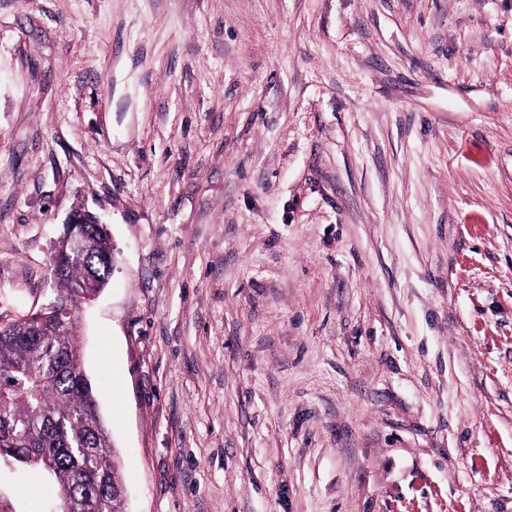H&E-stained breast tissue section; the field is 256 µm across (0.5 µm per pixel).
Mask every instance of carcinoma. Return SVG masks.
Masks as SVG:
<instances>
[{"label": "carcinoma", "mask_w": 512, "mask_h": 512, "mask_svg": "<svg viewBox=\"0 0 512 512\" xmlns=\"http://www.w3.org/2000/svg\"><path fill=\"white\" fill-rule=\"evenodd\" d=\"M82 259L65 241L54 256L53 302L67 309L0 322V463L22 469L52 493L59 512H118L121 477L108 431L82 369L77 335L82 304L92 299L90 274L105 276L101 258L112 256L109 234L91 226Z\"/></svg>", "instance_id": "obj_1"}]
</instances>
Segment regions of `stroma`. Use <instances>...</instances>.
<instances>
[{
  "label": "stroma",
  "mask_w": 512,
  "mask_h": 512,
  "mask_svg": "<svg viewBox=\"0 0 512 512\" xmlns=\"http://www.w3.org/2000/svg\"><path fill=\"white\" fill-rule=\"evenodd\" d=\"M78 206L126 512H512V0H0V320Z\"/></svg>",
  "instance_id": "35a3bbf8"
}]
</instances>
